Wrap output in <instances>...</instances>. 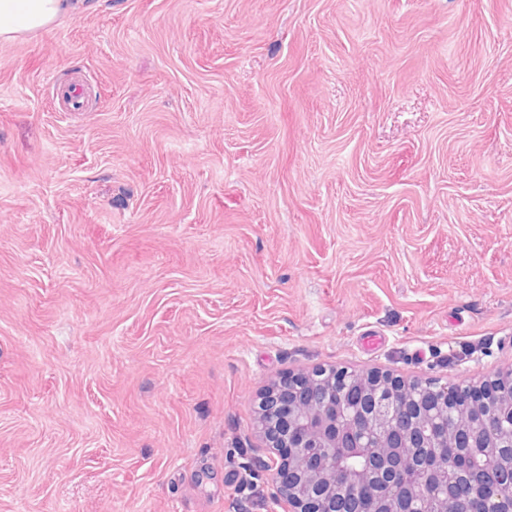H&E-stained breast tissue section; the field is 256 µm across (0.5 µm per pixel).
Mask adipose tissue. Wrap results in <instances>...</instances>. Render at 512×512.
Returning <instances> with one entry per match:
<instances>
[{
	"label": "adipose tissue",
	"instance_id": "adipose-tissue-1",
	"mask_svg": "<svg viewBox=\"0 0 512 512\" xmlns=\"http://www.w3.org/2000/svg\"><path fill=\"white\" fill-rule=\"evenodd\" d=\"M67 0H0V41L22 40L57 24Z\"/></svg>",
	"mask_w": 512,
	"mask_h": 512
}]
</instances>
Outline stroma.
Instances as JSON below:
<instances>
[{"mask_svg":"<svg viewBox=\"0 0 512 512\" xmlns=\"http://www.w3.org/2000/svg\"><path fill=\"white\" fill-rule=\"evenodd\" d=\"M331 367L512 369V0H79L0 42V512H269L259 394Z\"/></svg>","mask_w":512,"mask_h":512,"instance_id":"1","label":"stroma"}]
</instances>
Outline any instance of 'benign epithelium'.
Segmentation results:
<instances>
[{"instance_id": "benign-epithelium-1", "label": "benign epithelium", "mask_w": 512, "mask_h": 512, "mask_svg": "<svg viewBox=\"0 0 512 512\" xmlns=\"http://www.w3.org/2000/svg\"><path fill=\"white\" fill-rule=\"evenodd\" d=\"M499 382L498 377L484 382L464 400L456 386L444 385L436 398L445 405L462 400L477 407L497 400ZM412 384L376 371L357 375L323 368L274 379L257 411V432L277 454L272 479L279 495L270 512H359L365 475L377 480L370 512H424L423 499L448 502V489L460 478L456 462L435 459L434 434L397 424L403 410L398 396ZM489 439L468 433L462 446L473 449L478 467L501 472L488 495L497 503L512 499V460H499ZM351 454L362 458L363 469L346 467Z\"/></svg>"}]
</instances>
